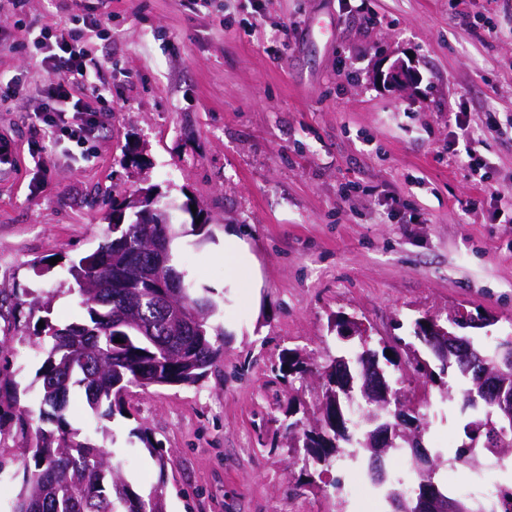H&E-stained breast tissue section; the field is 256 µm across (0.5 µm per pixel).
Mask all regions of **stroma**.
Returning a JSON list of instances; mask_svg holds the SVG:
<instances>
[{"mask_svg": "<svg viewBox=\"0 0 512 512\" xmlns=\"http://www.w3.org/2000/svg\"><path fill=\"white\" fill-rule=\"evenodd\" d=\"M100 2L112 23L81 45L112 102L89 151L70 158L61 143L45 160L39 94L0 108L15 156L0 168V286L25 292L22 305L0 304V337L11 338L22 404H36L39 319L83 314L67 267L106 232L103 199L150 187L176 206L174 258L211 289L224 354L196 384L130 388L103 419L72 397L71 422L104 429L139 493L164 483L166 512H390L366 467L312 479L291 462L284 412L312 416L323 380L282 376L279 357L290 349L322 366L355 351L330 327L339 314L361 320L377 349L410 338L419 317L461 308L493 316L478 331L486 343L512 336V0ZM78 12L75 0L20 11L0 0V69L43 83L20 46L29 29ZM399 59L418 75L407 91L376 78ZM488 110L499 132L482 127ZM458 112L472 115L492 188L450 146ZM187 203L209 217L208 239L193 234ZM229 227L256 256L261 288L225 286ZM385 371L425 418L442 491L512 481L448 465L467 414L406 365ZM150 440L171 451L167 465Z\"/></svg>", "mask_w": 512, "mask_h": 512, "instance_id": "stroma-1", "label": "stroma"}]
</instances>
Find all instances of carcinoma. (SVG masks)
I'll return each instance as SVG.
<instances>
[{
    "label": "carcinoma",
    "mask_w": 512,
    "mask_h": 512,
    "mask_svg": "<svg viewBox=\"0 0 512 512\" xmlns=\"http://www.w3.org/2000/svg\"><path fill=\"white\" fill-rule=\"evenodd\" d=\"M153 197L151 189L112 207V213L130 212V222L108 224V231L92 254L73 261L69 274L74 286L69 292L77 296L86 316L64 326L43 320L44 327L35 329V338H50L45 358L37 372L39 381L38 411L20 404V391L11 375L12 352L8 338L0 339V421L8 419L26 440L19 449L24 476L15 499L14 512H165L161 487L142 497L126 480L119 463L81 429L69 421V404L74 388L84 394L93 414L103 418L121 407L123 396L131 387L150 385L195 384L221 358L223 346L213 337L224 332L210 324L216 303L209 291L183 289L176 302L198 307L205 317L196 330L166 347L168 323L158 307V279L139 274L149 262L147 242L161 238L170 230L169 207L153 202L161 210L162 219L154 224L139 222L140 202ZM133 312L138 319L153 324L154 334L143 333L131 324L118 325L114 316L120 307ZM458 337L469 341L490 361L500 359L512 349L504 340L494 346L481 337L468 334V326L457 327ZM121 342L116 343L114 339ZM414 374L435 381L437 373L430 362L407 352ZM278 372L300 375L309 371L307 363L293 350L283 352ZM448 399L460 402L470 411L464 431L468 442L456 449L449 462L457 467L476 470L480 457L491 455L498 461L512 458V433L501 447L486 445L488 437L479 433L482 422L495 413L493 403L483 399L470 379L446 384ZM286 428L293 432L303 461L330 470L336 460L357 464L365 455L373 454L367 446L373 430L369 419L347 423V437L336 439V430L322 425L323 435L316 436L299 419ZM40 425L33 426V420ZM372 485L383 490L385 498L403 495L401 480L376 476L368 468ZM503 512H512V487L496 493L494 500H459L466 512H488L493 503Z\"/></svg>",
    "instance_id": "1"
}]
</instances>
